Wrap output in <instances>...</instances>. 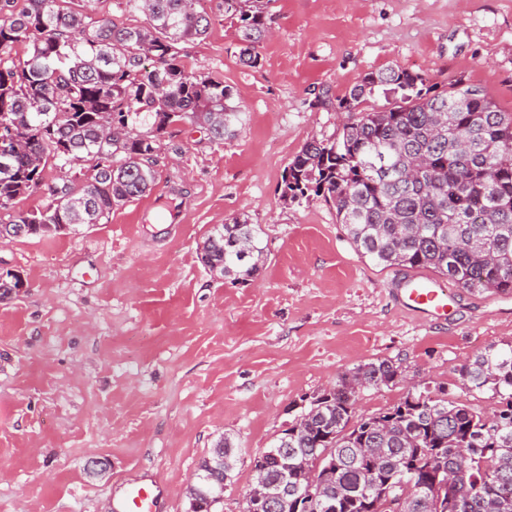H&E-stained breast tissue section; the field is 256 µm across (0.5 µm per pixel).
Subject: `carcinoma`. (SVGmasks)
Returning <instances> with one entry per match:
<instances>
[{
    "mask_svg": "<svg viewBox=\"0 0 512 512\" xmlns=\"http://www.w3.org/2000/svg\"><path fill=\"white\" fill-rule=\"evenodd\" d=\"M0 0V226L49 237L98 224L154 181V159L173 124L203 122L222 141L240 106L224 80L186 68L182 45L214 19L198 0H112L130 24L99 10L104 0ZM273 0H223L240 62L259 63ZM18 44L24 55L13 53ZM381 96L385 104L371 100ZM349 114L333 140H311L288 164L283 204L321 199L336 209L358 253L385 267L430 269L469 291L512 293V112L459 76L445 88L391 68L372 72L337 99ZM91 174L76 185L78 161ZM58 177L46 183L47 169ZM47 187L49 202L12 213L13 201ZM259 225L233 218L209 231L200 260L244 282L264 263ZM389 360L354 367L309 398L254 461V481L288 477L309 510L278 512H512V345L490 347L461 370L463 385L500 398L492 413L447 389L413 388L382 412L358 415L364 389L398 381ZM233 470V447L216 448ZM453 493L435 502L440 471Z\"/></svg>",
    "mask_w": 512,
    "mask_h": 512,
    "instance_id": "carcinoma-1",
    "label": "carcinoma"
}]
</instances>
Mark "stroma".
Segmentation results:
<instances>
[{
  "mask_svg": "<svg viewBox=\"0 0 512 512\" xmlns=\"http://www.w3.org/2000/svg\"><path fill=\"white\" fill-rule=\"evenodd\" d=\"M203 7L215 22L182 62L230 85L242 121L220 141L169 127L150 191L108 220L0 243V273L24 280L0 299V512H111L121 475L159 483L158 512H188L222 437L237 461L216 512H242L253 461L296 404L377 359L401 380L363 391L359 413L398 404L409 381L497 405L460 371L512 343V293L458 288L447 320L415 316L395 294L408 269L360 256L335 209L283 205L279 187L306 142L340 132L333 98L372 71L441 86L462 74L512 112V0H274L255 67L221 0ZM235 217L260 225L266 250L243 283L198 258Z\"/></svg>",
  "mask_w": 512,
  "mask_h": 512,
  "instance_id": "obj_1",
  "label": "stroma"
}]
</instances>
